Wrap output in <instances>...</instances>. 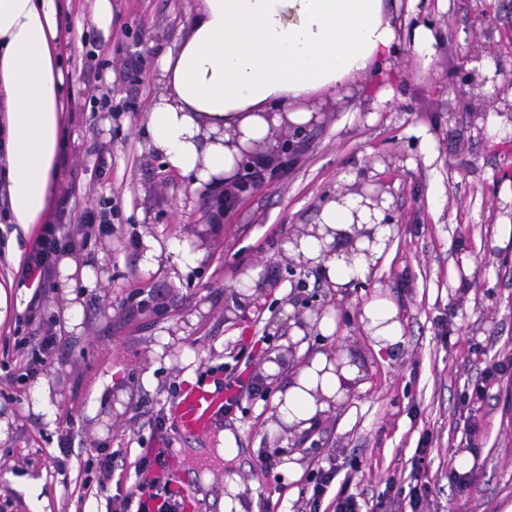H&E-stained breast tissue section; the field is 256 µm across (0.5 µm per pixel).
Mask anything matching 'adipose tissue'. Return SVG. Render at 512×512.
<instances>
[{
    "instance_id": "1",
    "label": "adipose tissue",
    "mask_w": 512,
    "mask_h": 512,
    "mask_svg": "<svg viewBox=\"0 0 512 512\" xmlns=\"http://www.w3.org/2000/svg\"><path fill=\"white\" fill-rule=\"evenodd\" d=\"M59 8L58 0H0V174L9 221L25 233L50 220L57 191L67 104ZM400 39L388 0H202L188 33L158 61L152 146L194 185L232 182L240 147L315 123L308 101L348 92ZM390 238V226L377 227L352 255L331 252V235L295 237L282 248L344 287L366 279ZM359 320L376 352H398L404 337L392 301L373 298ZM365 377L350 354L337 364L315 354L277 391L271 431L306 432Z\"/></svg>"
}]
</instances>
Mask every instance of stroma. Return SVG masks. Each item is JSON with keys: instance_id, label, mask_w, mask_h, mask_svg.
Returning <instances> with one entry per match:
<instances>
[{"instance_id": "obj_1", "label": "stroma", "mask_w": 512, "mask_h": 512, "mask_svg": "<svg viewBox=\"0 0 512 512\" xmlns=\"http://www.w3.org/2000/svg\"><path fill=\"white\" fill-rule=\"evenodd\" d=\"M200 0H112L109 28L94 20L95 0H63L59 25L65 48L70 112L60 156V190L75 188L89 205L111 200L109 234L93 235L77 258L93 257L101 275L77 289L79 323L60 324L65 299L57 284L42 294L12 286L0 325V353L11 352L17 381L0 379V512H114L118 489L137 480L135 465L154 437L137 413L142 406L171 412L170 387L183 390L207 369L232 367L241 354L247 376L263 375L271 351L292 343L293 323L308 296L327 304L334 335L313 328L304 349L266 381L265 399L243 400L232 417L203 437L168 429L170 447L187 478L191 512H301L308 480L319 469L338 474L359 468L367 494L382 492L392 475L405 476L421 435L431 437L426 460L434 492L427 512H504L512 504V372L480 402L486 437L477 453L465 450L460 399L482 369L512 354V120L490 133V100L461 84L455 47L465 40L489 46L497 66L512 65V0H399L402 30L428 23L439 38L430 64L410 40L381 74L357 76L350 98L337 99L307 132L297 162L272 185L241 197L228 215L222 190L193 188L169 171L149 147L146 124L161 90L157 60L186 32ZM112 93L111 109H94L91 95ZM384 182L388 203L404 219L371 275L343 291L316 273L288 275L281 244L316 223L329 199L355 194L369 180ZM502 209H494V201ZM188 244L195 254L179 279L167 270L144 272L130 236ZM259 278L239 304L231 287L250 270ZM150 291L154 310L132 311L135 289ZM384 296L397 307L404 343L392 357L377 355L359 321L362 306ZM36 304V324L58 334L49 371L26 379V359L15 352L22 319ZM448 324V341L438 336ZM481 343L475 358L470 346ZM351 350L363 361L367 385L304 434L270 435L272 397L298 366L318 352ZM152 381H144L145 372ZM48 384L56 418L34 409ZM72 417L75 442L61 456L57 436ZM231 431L238 452L216 454ZM122 450L114 484H96L100 448ZM469 455L471 484L448 475ZM273 469L264 470L263 461ZM210 481H203V474Z\"/></svg>"}]
</instances>
